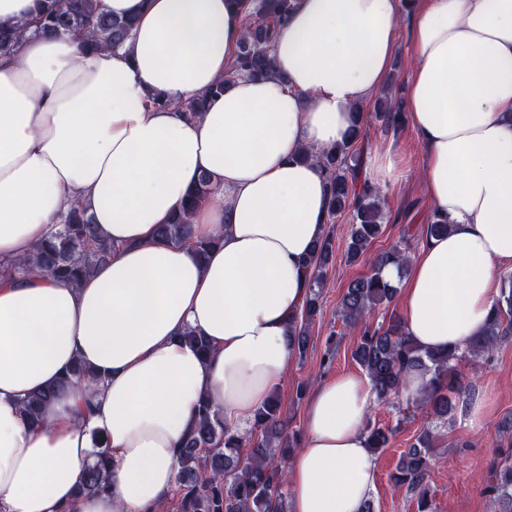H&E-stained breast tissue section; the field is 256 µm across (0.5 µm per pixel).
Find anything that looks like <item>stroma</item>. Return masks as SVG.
<instances>
[{"instance_id": "1", "label": "stroma", "mask_w": 512, "mask_h": 512, "mask_svg": "<svg viewBox=\"0 0 512 512\" xmlns=\"http://www.w3.org/2000/svg\"><path fill=\"white\" fill-rule=\"evenodd\" d=\"M388 143L399 152L408 171L401 182L384 192L383 232L375 239L369 257L350 263L344 249L353 214L344 212L330 223L337 252L327 272L321 311L309 328L306 353L295 357L277 388L281 417L289 430L297 433L304 430L306 405L305 400L296 397L298 387L310 391L315 386V378L359 370L352 358L357 338L343 333L339 313L349 283L370 273L373 257L400 241H407L410 249H417L433 218L432 207L417 176L422 150L415 131L408 122L393 125L379 118L373 110H365L364 130L356 154L358 171H365L371 153ZM330 348L334 349L335 356L327 364L323 356ZM458 370L470 391L484 392L491 401V410L479 433L468 431L459 414L443 425L428 416L426 410L397 400L387 405H373L370 420L394 430L388 447L375 456L377 474L372 499L376 512H417L415 498L395 487L390 474L404 448L426 427L433 428L437 436L430 473L435 492L434 512H496V504L484 489L489 481L491 461L501 458L503 453L512 454V335L499 341L490 359L476 363L462 361Z\"/></svg>"}]
</instances>
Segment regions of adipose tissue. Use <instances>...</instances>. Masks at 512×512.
I'll list each match as a JSON object with an SVG mask.
<instances>
[{
    "mask_svg": "<svg viewBox=\"0 0 512 512\" xmlns=\"http://www.w3.org/2000/svg\"><path fill=\"white\" fill-rule=\"evenodd\" d=\"M137 20L118 49L26 33L0 56V259L25 256L84 206L113 245L79 284L0 280V512H162L183 442L209 397L243 430L292 364L289 319L326 227L327 190L304 150L340 142L384 86L404 0H298L272 43L274 74L240 77L204 112L184 105L222 78L245 33L235 0H97ZM405 107L421 179L448 232L424 238L402 297L425 350L483 336L512 267V0H426L411 14ZM392 145L367 181L399 182ZM206 258L156 235L201 175ZM212 348L202 358L183 335ZM92 375L30 423L22 401L75 363ZM367 377L319 381L286 464L288 512H362L376 460ZM104 454L108 487L76 497Z\"/></svg>",
    "mask_w": 512,
    "mask_h": 512,
    "instance_id": "1",
    "label": "adipose tissue"
}]
</instances>
